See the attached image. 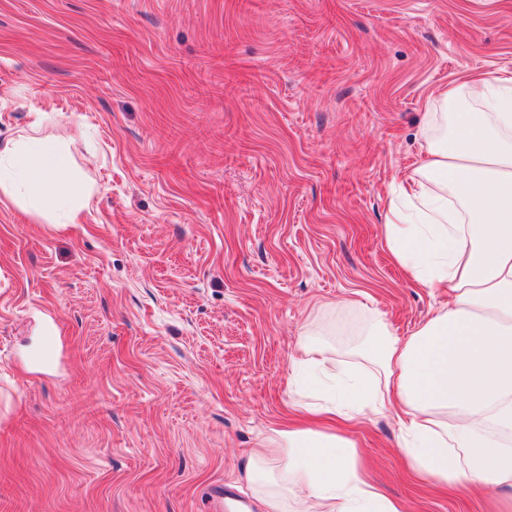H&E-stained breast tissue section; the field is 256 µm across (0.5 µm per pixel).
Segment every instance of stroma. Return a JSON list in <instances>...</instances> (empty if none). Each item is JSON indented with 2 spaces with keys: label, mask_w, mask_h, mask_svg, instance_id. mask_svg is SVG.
I'll return each instance as SVG.
<instances>
[{
  "label": "stroma",
  "mask_w": 512,
  "mask_h": 512,
  "mask_svg": "<svg viewBox=\"0 0 512 512\" xmlns=\"http://www.w3.org/2000/svg\"><path fill=\"white\" fill-rule=\"evenodd\" d=\"M499 68L512 0H0V142L54 113L96 189L76 224L0 200V512H261L305 326L447 303L388 253L390 192L439 92ZM355 438L402 512H484L408 471L392 411Z\"/></svg>",
  "instance_id": "stroma-1"
}]
</instances>
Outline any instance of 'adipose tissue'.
Listing matches in <instances>:
<instances>
[{
  "instance_id": "ef3b65f1",
  "label": "adipose tissue",
  "mask_w": 512,
  "mask_h": 512,
  "mask_svg": "<svg viewBox=\"0 0 512 512\" xmlns=\"http://www.w3.org/2000/svg\"><path fill=\"white\" fill-rule=\"evenodd\" d=\"M442 105L390 199L384 242L448 305L404 340L372 319L347 361L320 343L325 327L305 329L288 384L310 387L298 407L317 422L275 428L252 450L247 477L264 512H289L292 500L400 512L363 480L356 441L336 431L389 408L419 475L497 489L490 512H512V70L469 76ZM0 195L45 223L73 224L93 189L68 171L65 145L31 135L0 146Z\"/></svg>"
}]
</instances>
